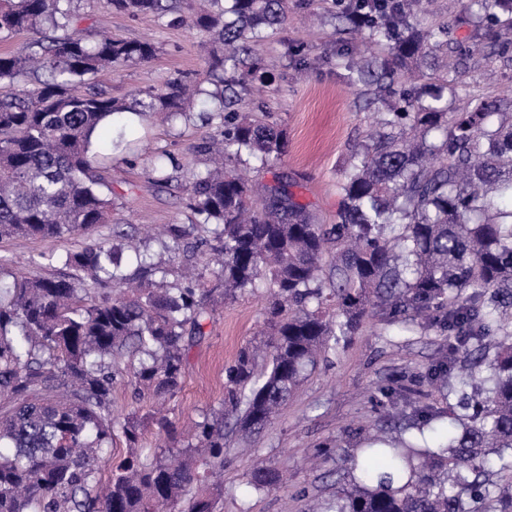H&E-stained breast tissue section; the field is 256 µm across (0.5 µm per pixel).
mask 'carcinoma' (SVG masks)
Masks as SVG:
<instances>
[{
	"label": "carcinoma",
	"mask_w": 512,
	"mask_h": 512,
	"mask_svg": "<svg viewBox=\"0 0 512 512\" xmlns=\"http://www.w3.org/2000/svg\"><path fill=\"white\" fill-rule=\"evenodd\" d=\"M135 18L172 16L224 44L212 52L198 93L219 102L220 138L199 149L215 168L196 173L190 207L213 236L216 278H183L175 288L143 283L117 289L124 242H90L66 255L76 276L12 275L0 280V512H213L224 467V426L258 433L298 391L341 338L369 316L448 332V358L425 373L453 404L413 406L399 418V446L372 439L349 459L357 473L336 491L332 512H512V211L497 193L512 191V113L496 98L441 86L394 88L399 64L419 69L449 26L414 22L422 0H340L337 18L384 55L336 57L344 78L374 105L372 131L341 172L336 223L320 224L279 177L261 187L236 172L244 158L263 165L285 153L275 126L236 111L238 88L267 80L252 44L283 25L288 0H206L186 18L182 0H107ZM466 19L512 47V0H451ZM63 31L33 60L47 74L32 89L0 93V240L88 235L112 222V182L101 160L126 141L128 115L186 114L189 85L173 78L144 92L137 111L101 88L77 92L108 69L151 60L148 41L103 36L87 41L60 0H0V36ZM453 51L477 62L475 39ZM287 53L316 66L306 46ZM28 59L0 54V84H14ZM208 83L212 90L202 88ZM190 231L170 226L168 252L179 255ZM266 289L267 339L242 348L224 368L218 412L195 424L187 445L152 458L136 451L139 424L127 421L128 454L112 458V389L119 362L137 398L173 397L189 346L203 335L211 298ZM112 462L111 475L103 467ZM504 474L508 489L490 476ZM249 484L280 488L270 466Z\"/></svg>",
	"instance_id": "carcinoma-1"
}]
</instances>
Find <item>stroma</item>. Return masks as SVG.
<instances>
[{"instance_id":"stroma-1","label":"stroma","mask_w":512,"mask_h":512,"mask_svg":"<svg viewBox=\"0 0 512 512\" xmlns=\"http://www.w3.org/2000/svg\"><path fill=\"white\" fill-rule=\"evenodd\" d=\"M66 6L77 15L78 30L86 37L103 30L116 39L154 44L156 54L151 60L120 67L105 83V92L116 101L134 104L139 91L160 88L175 77H198L205 68L212 47L205 32L165 18L136 19L110 11L103 0H67ZM336 9L335 0L290 4L287 23L267 30L255 48L263 68L272 75L271 82L247 84L238 104L241 114L277 125L287 139V149L274 168L252 160L242 165V172L263 184L271 182L274 173H287L296 182L298 200L323 224L336 221L340 172L362 141L370 114L365 95L346 84L343 68L332 61L338 49L359 53L366 48L362 34L334 20ZM295 41L306 44L310 57L323 58V65L298 73L287 54L288 43ZM449 63L455 66L459 84L474 92L494 96L512 88V53L501 55L491 49L477 64L450 61L443 50L422 75L412 78L402 70L395 81L432 84L441 79ZM201 111L197 102L188 117L174 119L156 112L138 122L130 149L113 158L120 173L112 182L111 223L100 225L88 238L0 241V270L57 276L65 271L63 257L87 239L112 244L123 233L139 241L148 262L160 265L157 280L178 284L187 262L212 277L215 268L208 265L207 254L187 262L171 259L154 235L155 230L164 231L173 224L188 226L197 221L189 207L192 175L209 165L198 147L217 130L216 124L201 120ZM159 153L166 157L169 177L162 184L155 173ZM263 328L260 294L215 303L204 336L190 349L182 387L168 403L176 438L158 433L150 421V402L135 399L124 372L112 389L118 423L137 419L140 445L148 454L180 447V432L219 409L225 366L241 347L257 340ZM447 354L448 335L439 328L405 331L386 326L377 317L366 320L349 343L338 344L319 360L271 425L249 437L230 435L224 453V495L216 512H327L337 485L350 481L345 457L360 454L367 435L398 439L399 432L386 412L394 405L406 411L413 406V396L392 400L382 395V388L409 384L413 374ZM325 444L332 447L330 457L310 466V459ZM259 461L288 472V484L272 492L249 487L248 474Z\"/></svg>"}]
</instances>
